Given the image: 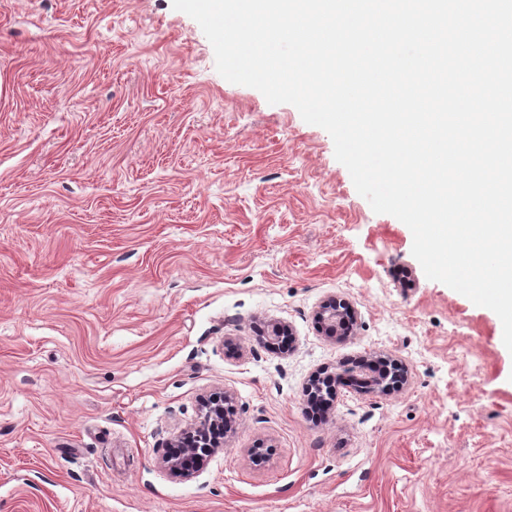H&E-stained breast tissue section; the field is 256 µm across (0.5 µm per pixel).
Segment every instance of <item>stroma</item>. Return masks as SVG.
<instances>
[{
  "label": "stroma",
  "mask_w": 512,
  "mask_h": 512,
  "mask_svg": "<svg viewBox=\"0 0 512 512\" xmlns=\"http://www.w3.org/2000/svg\"><path fill=\"white\" fill-rule=\"evenodd\" d=\"M412 244L171 0H0V512H512L502 323ZM380 357L407 382L362 391ZM211 394L234 431L181 477ZM317 318L326 323L330 335L347 336L350 335V330L346 328V324H353L354 313L347 303L328 299L321 303Z\"/></svg>",
  "instance_id": "stroma-1"
}]
</instances>
